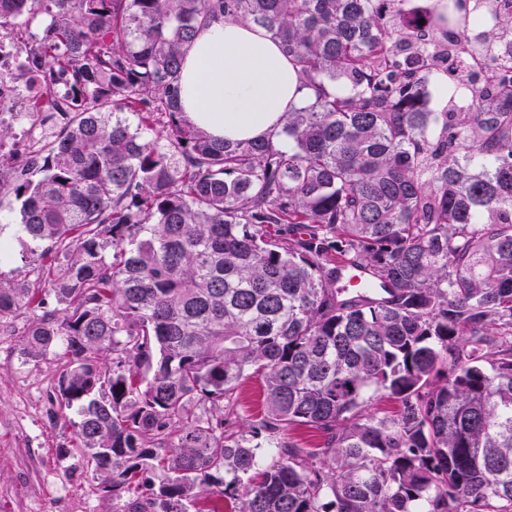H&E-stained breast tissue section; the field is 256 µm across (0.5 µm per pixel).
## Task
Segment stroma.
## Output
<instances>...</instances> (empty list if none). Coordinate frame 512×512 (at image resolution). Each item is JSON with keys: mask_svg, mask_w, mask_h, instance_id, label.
Returning a JSON list of instances; mask_svg holds the SVG:
<instances>
[{"mask_svg": "<svg viewBox=\"0 0 512 512\" xmlns=\"http://www.w3.org/2000/svg\"><path fill=\"white\" fill-rule=\"evenodd\" d=\"M0 234L13 249L0 279L44 287L48 260L23 230L11 195L0 196ZM32 319L27 312L0 321V512H127V495L105 492L85 461L65 452L75 429L53 418L50 401L63 361L52 352L27 362L19 351ZM261 407L259 381L243 380L224 410L228 429L247 434Z\"/></svg>", "mask_w": 512, "mask_h": 512, "instance_id": "35a3bbf8", "label": "stroma"}]
</instances>
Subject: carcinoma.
Returning <instances> with one entry per match:
<instances>
[{"label":"carcinoma","mask_w":512,"mask_h":512,"mask_svg":"<svg viewBox=\"0 0 512 512\" xmlns=\"http://www.w3.org/2000/svg\"><path fill=\"white\" fill-rule=\"evenodd\" d=\"M394 2L0 0V25L44 22L40 89L75 100L25 166L0 153V193L64 256L47 288L0 280V319L41 310L21 352L62 348L54 416L75 411L103 488L146 500L129 512H512V64L491 91L443 71L431 112L426 54L429 30L512 60V7ZM221 20L265 28L315 92L273 139L183 115L184 58ZM251 374L264 409L228 434Z\"/></svg>","instance_id":"1"}]
</instances>
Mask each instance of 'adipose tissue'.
<instances>
[{
    "instance_id": "adipose-tissue-1",
    "label": "adipose tissue",
    "mask_w": 512,
    "mask_h": 512,
    "mask_svg": "<svg viewBox=\"0 0 512 512\" xmlns=\"http://www.w3.org/2000/svg\"><path fill=\"white\" fill-rule=\"evenodd\" d=\"M308 99L279 43L248 22L203 28L183 62V112L216 139L269 138Z\"/></svg>"
}]
</instances>
